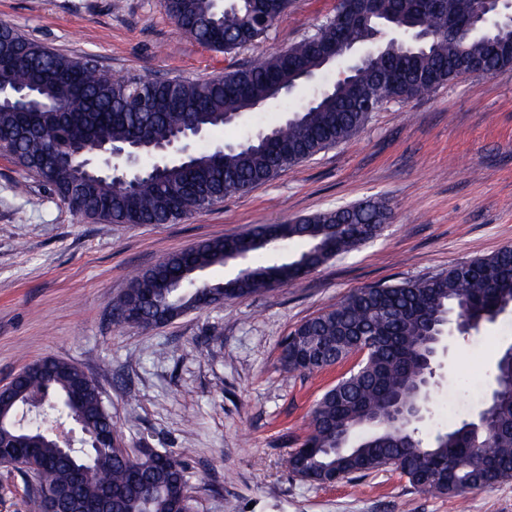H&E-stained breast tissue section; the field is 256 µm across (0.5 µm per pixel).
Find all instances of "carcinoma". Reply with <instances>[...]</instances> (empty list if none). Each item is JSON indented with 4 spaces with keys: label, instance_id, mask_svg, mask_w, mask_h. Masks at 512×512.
<instances>
[{
    "label": "carcinoma",
    "instance_id": "1",
    "mask_svg": "<svg viewBox=\"0 0 512 512\" xmlns=\"http://www.w3.org/2000/svg\"><path fill=\"white\" fill-rule=\"evenodd\" d=\"M289 0H236L222 8L214 0H161L176 29L200 44L230 54L264 38ZM382 16L425 33L403 47L382 43L353 73L312 102L289 111L282 123L264 128L224 150L196 151L134 180L84 178L88 143L109 147L149 146L184 131L233 124L298 89L325 68L326 51L346 62L348 46L363 30L326 18L316 31L257 63L198 81L120 78L87 58L57 52L0 22V86L26 91L30 101L0 106V146L24 172L68 200L84 219L110 224H168L207 210L224 198L243 195L281 171L356 136L383 104L409 100L467 74L473 60L483 74L512 70L497 50L512 46V29L479 33L469 28L477 0H448L437 12L414 0H378ZM458 33L448 34V20ZM389 218L385 204L367 200L330 209L288 224L259 225L251 232L215 238L168 255L133 278L112 301L118 319L148 330L213 304L211 295L247 296L294 282L330 259L372 239ZM307 248L288 257L283 244ZM236 266L235 277L212 283L201 273ZM170 288L151 298L139 288L150 278ZM512 311V246L461 261L432 277L360 288L335 306L297 324L282 344L280 362L290 373L313 374L359 354V362L318 398L310 430L288 456L291 473L327 484L380 471H396L415 490L438 496L512 481V345L498 358L495 396L480 424L464 420L429 442L405 419L388 417L400 405L427 398L435 337L459 314L470 329ZM78 394V406L68 403ZM52 420L78 414L80 429L97 449L64 453L30 422V412ZM349 437L338 454L336 438ZM23 438V449L4 448L13 466L30 472L32 512H74L76 501L101 502L118 493L116 512H182L185 469L173 452L142 448L131 462L111 445L112 413L85 371L45 358L25 367L0 398V436Z\"/></svg>",
    "mask_w": 512,
    "mask_h": 512
}]
</instances>
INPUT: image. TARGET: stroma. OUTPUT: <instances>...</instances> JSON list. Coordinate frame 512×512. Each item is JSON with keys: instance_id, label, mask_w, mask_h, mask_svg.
I'll return each instance as SVG.
<instances>
[{"instance_id": "35a3bbf8", "label": "stroma", "mask_w": 512, "mask_h": 512, "mask_svg": "<svg viewBox=\"0 0 512 512\" xmlns=\"http://www.w3.org/2000/svg\"><path fill=\"white\" fill-rule=\"evenodd\" d=\"M335 10L336 0H292L265 38L230 55L180 35L160 0H0V21L116 76L203 79L288 48ZM287 103L245 113L194 146L241 142L284 120ZM367 199L388 206L383 231L304 278L148 332L112 317L113 297L171 253ZM507 244L512 72L388 103L356 137L171 224L86 221L0 155V386L43 358L78 365L101 388L123 447L180 457L197 512H512V482L448 498L390 471L332 485L293 476L289 451L351 364L310 376L280 364L289 332L354 289L426 278ZM509 345L510 313L449 338L422 438L484 408ZM0 512H30L24 471L0 466Z\"/></svg>"}]
</instances>
